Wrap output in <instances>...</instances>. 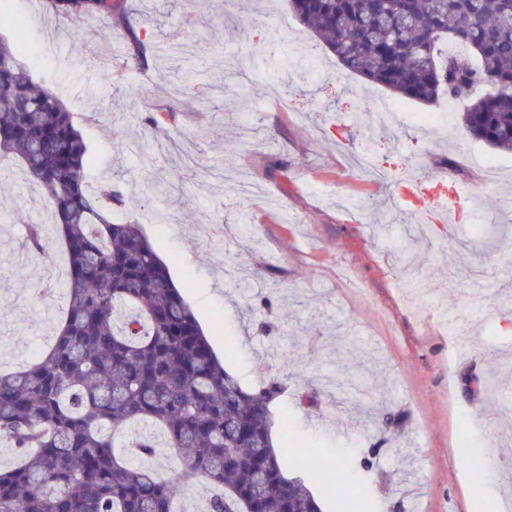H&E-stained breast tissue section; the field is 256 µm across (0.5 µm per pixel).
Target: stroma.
Listing matches in <instances>:
<instances>
[{"label": "stroma", "mask_w": 512, "mask_h": 512, "mask_svg": "<svg viewBox=\"0 0 512 512\" xmlns=\"http://www.w3.org/2000/svg\"><path fill=\"white\" fill-rule=\"evenodd\" d=\"M152 54L125 47L107 16L69 37L43 0H0V39L23 37L34 81L81 118L91 183L120 185L204 333L244 389L285 379L275 419L294 427L286 472L335 512L320 466L363 480L372 512H512V152L465 136L456 104L424 105L345 69L287 0H258L250 34L234 0H128ZM179 97L171 137L145 118ZM390 125L361 123L378 102ZM0 369L48 345L64 303L65 259L49 198L19 163L0 166ZM468 191L474 231L409 210L399 185ZM49 245L25 244L27 223ZM465 276L449 282V267ZM464 326L466 341L457 338ZM493 469L467 480L460 448Z\"/></svg>", "instance_id": "35a3bbf8"}]
</instances>
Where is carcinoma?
Listing matches in <instances>:
<instances>
[{
  "label": "carcinoma",
  "instance_id": "obj_1",
  "mask_svg": "<svg viewBox=\"0 0 512 512\" xmlns=\"http://www.w3.org/2000/svg\"><path fill=\"white\" fill-rule=\"evenodd\" d=\"M126 0H47L58 18L107 15L130 37L127 63H147ZM349 71L395 94L460 106L468 136L512 151V0H288ZM466 48L446 53L443 46ZM0 41V161L22 163L53 202L68 257L63 316L33 363L0 373V439L19 464L0 472V512H175L178 487L218 488L205 512H322L275 450L273 378L254 391L224 369L141 225L116 212L123 189L92 186L77 117L36 85ZM40 224L26 245L43 248ZM150 422L181 460L178 485L116 454L107 429ZM126 447L155 455L148 437ZM484 476L483 455H462Z\"/></svg>",
  "mask_w": 512,
  "mask_h": 512
}]
</instances>
